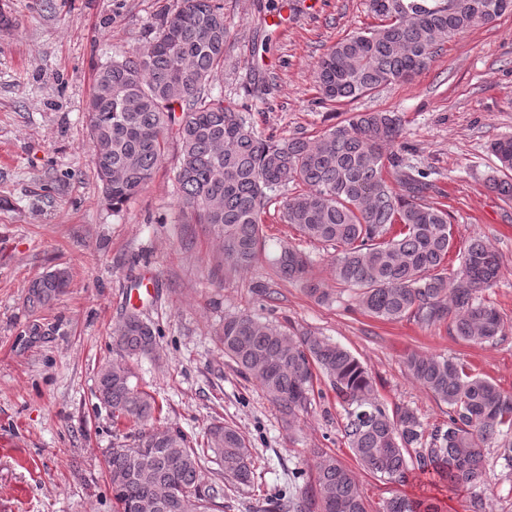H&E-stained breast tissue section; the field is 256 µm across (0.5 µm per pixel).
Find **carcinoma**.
I'll return each instance as SVG.
<instances>
[{
  "label": "carcinoma",
  "mask_w": 512,
  "mask_h": 512,
  "mask_svg": "<svg viewBox=\"0 0 512 512\" xmlns=\"http://www.w3.org/2000/svg\"><path fill=\"white\" fill-rule=\"evenodd\" d=\"M381 24L334 43L314 67L323 99L344 102L424 71L449 41L491 23L512 0H369ZM224 7L217 0H181L145 45L103 66L101 85L112 103L87 107L93 165L106 200L118 209L137 197L162 162L168 140L178 146L176 182L189 224H205L221 242L224 279L259 259L262 215L290 184L302 192L282 201L284 221L310 242L337 251L336 283L357 291L371 317L448 323L461 339L483 344L504 335L498 310L481 297L496 282L500 255L481 237L468 242L457 270L445 262L454 236L448 210L433 201V171L394 152L402 138L392 112H357L314 138L274 143L213 86L224 75ZM502 177L488 188L512 202V137L490 144ZM309 257L282 244L273 274L307 282ZM69 284L50 271L32 281L28 302H50ZM219 342L239 373L255 380L288 427L314 405L324 380L346 412L341 439L382 480L403 485L413 474L453 491L475 485L486 450L497 447L512 468V394L502 392L456 358L407 355L412 379L448 405V421L430 427L409 408L393 410L375 395L373 380L346 348L308 331H291L247 314L224 317ZM120 359L98 373L97 399L115 421L141 425L132 447L115 443L108 468L115 512H217L224 487L208 484L211 461L238 484H254L246 438L221 421L195 448L178 428L148 425L155 399L140 389L127 359L157 347L153 324L137 308L114 329ZM316 474L300 495L266 499L264 512H368L354 473L334 455L317 453ZM382 512H436L425 499L396 495Z\"/></svg>",
  "instance_id": "cac0c4a2"
}]
</instances>
